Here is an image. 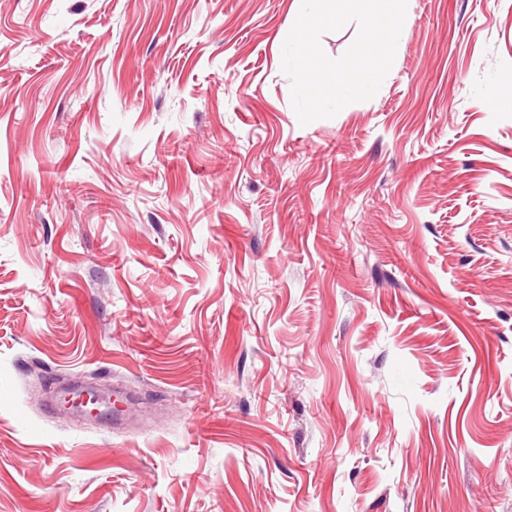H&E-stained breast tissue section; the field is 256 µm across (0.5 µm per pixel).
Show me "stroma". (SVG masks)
I'll return each instance as SVG.
<instances>
[{
    "instance_id": "obj_1",
    "label": "stroma",
    "mask_w": 512,
    "mask_h": 512,
    "mask_svg": "<svg viewBox=\"0 0 512 512\" xmlns=\"http://www.w3.org/2000/svg\"><path fill=\"white\" fill-rule=\"evenodd\" d=\"M409 12L303 126L295 0H0V512H512V0Z\"/></svg>"
}]
</instances>
